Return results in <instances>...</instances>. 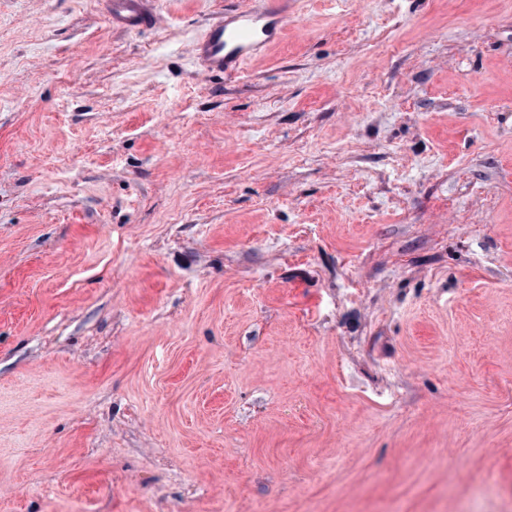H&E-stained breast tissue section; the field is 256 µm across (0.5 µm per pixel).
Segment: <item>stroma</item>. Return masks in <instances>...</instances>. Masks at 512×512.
<instances>
[{"mask_svg": "<svg viewBox=\"0 0 512 512\" xmlns=\"http://www.w3.org/2000/svg\"><path fill=\"white\" fill-rule=\"evenodd\" d=\"M0 0V512H512V0ZM147 0H111L105 15L106 23L113 29L134 31L152 25L155 16L146 8ZM287 30L288 19L276 1L227 9L208 25L191 52L204 71L237 75L246 62L268 55Z\"/></svg>", "mask_w": 512, "mask_h": 512, "instance_id": "obj_1", "label": "stroma"}]
</instances>
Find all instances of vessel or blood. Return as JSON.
<instances>
[{
    "instance_id": "b4317fda",
    "label": "vessel or blood",
    "mask_w": 512,
    "mask_h": 512,
    "mask_svg": "<svg viewBox=\"0 0 512 512\" xmlns=\"http://www.w3.org/2000/svg\"><path fill=\"white\" fill-rule=\"evenodd\" d=\"M147 0H110L109 26L134 31L155 23ZM288 19L277 0L249 8L225 10L192 46V55L206 72L232 76L246 62L265 57L283 39Z\"/></svg>"
}]
</instances>
